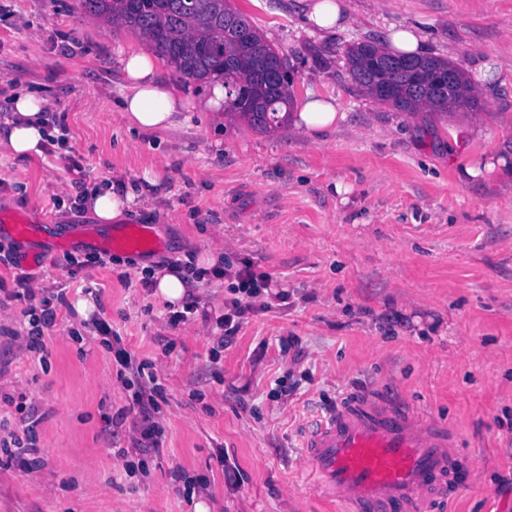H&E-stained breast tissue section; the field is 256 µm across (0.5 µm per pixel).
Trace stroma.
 Listing matches in <instances>:
<instances>
[{
  "mask_svg": "<svg viewBox=\"0 0 512 512\" xmlns=\"http://www.w3.org/2000/svg\"><path fill=\"white\" fill-rule=\"evenodd\" d=\"M230 4L287 57L295 108L335 101L332 130L217 118L209 89L163 60L178 120L130 130L119 59L145 41L79 0H0V118L18 89L34 92L64 144L0 153V219H49L35 264L0 260V331L31 328L13 296L23 273L56 314L44 351L0 342V441L23 438L27 412L38 420L30 465L0 463V512H342L306 484L303 446L327 407L361 393L446 423L475 461L433 512H512V0H346L329 34L306 23L303 0ZM406 27L462 69L478 108L398 112L356 86L347 48ZM148 173L152 199L130 221L151 225L159 248L68 272L67 243L113 231L76 204L74 179L134 186ZM219 246L225 267L288 293L223 349L214 319L229 278L192 288L197 309L175 328L142 284L145 267L189 252L202 263ZM101 320L166 388L152 414L160 451L133 474L132 423L112 417L138 383L117 380Z\"/></svg>",
  "mask_w": 512,
  "mask_h": 512,
  "instance_id": "35a3bbf8",
  "label": "stroma"
}]
</instances>
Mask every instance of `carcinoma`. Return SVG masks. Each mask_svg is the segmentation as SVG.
I'll return each mask as SVG.
<instances>
[{
	"instance_id": "1",
	"label": "carcinoma",
	"mask_w": 512,
	"mask_h": 512,
	"mask_svg": "<svg viewBox=\"0 0 512 512\" xmlns=\"http://www.w3.org/2000/svg\"><path fill=\"white\" fill-rule=\"evenodd\" d=\"M83 10L139 34L156 55L183 76L224 87V110L234 121L270 132L288 125L293 85L287 58L266 43L229 0H196L189 13L176 0H80ZM356 84L374 95L380 84L391 94L380 102L400 112L429 107L451 113L475 108L462 70L445 60L419 57L408 65L374 42L347 51ZM458 82L448 87V69Z\"/></svg>"
}]
</instances>
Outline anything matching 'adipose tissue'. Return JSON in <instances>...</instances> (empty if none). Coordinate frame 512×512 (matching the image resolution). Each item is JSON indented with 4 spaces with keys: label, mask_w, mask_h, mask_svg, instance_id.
Segmentation results:
<instances>
[{
    "label": "adipose tissue",
    "mask_w": 512,
    "mask_h": 512,
    "mask_svg": "<svg viewBox=\"0 0 512 512\" xmlns=\"http://www.w3.org/2000/svg\"><path fill=\"white\" fill-rule=\"evenodd\" d=\"M120 66L127 88L120 111L129 127L140 132H159L174 126L183 103L160 81L155 59L145 51L131 50L121 57ZM47 106V99L30 92L21 91L14 96L11 116L0 124V144L11 155L41 154L50 136L45 118ZM156 183L152 176L147 177L145 186L136 189L103 183L84 195L83 205L98 223L116 224L146 200L148 187Z\"/></svg>",
    "instance_id": "1"
}]
</instances>
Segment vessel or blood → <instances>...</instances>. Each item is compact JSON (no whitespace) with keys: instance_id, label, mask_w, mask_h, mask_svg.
<instances>
[{"instance_id":"vessel-or-blood-1","label":"vessel or blood","mask_w":512,"mask_h":512,"mask_svg":"<svg viewBox=\"0 0 512 512\" xmlns=\"http://www.w3.org/2000/svg\"><path fill=\"white\" fill-rule=\"evenodd\" d=\"M44 231L39 214L0 225L25 243ZM149 226L133 224L108 244L137 255L153 251ZM308 478L344 512H425L447 492L462 466L454 433L388 399L356 396L341 403L307 438Z\"/></svg>"}]
</instances>
